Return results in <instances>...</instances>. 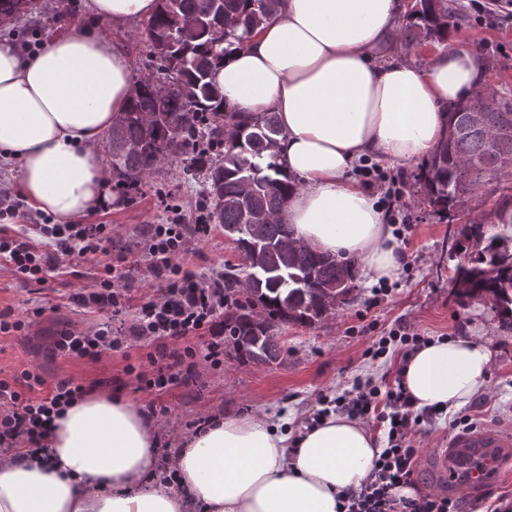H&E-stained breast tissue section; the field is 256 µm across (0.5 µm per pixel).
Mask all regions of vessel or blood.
Instances as JSON below:
<instances>
[{
  "mask_svg": "<svg viewBox=\"0 0 512 512\" xmlns=\"http://www.w3.org/2000/svg\"><path fill=\"white\" fill-rule=\"evenodd\" d=\"M432 457L442 470L449 491L472 493L512 461V435L492 429L461 432L447 446L434 450Z\"/></svg>",
  "mask_w": 512,
  "mask_h": 512,
  "instance_id": "b4317fda",
  "label": "vessel or blood"
}]
</instances>
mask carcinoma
<instances>
[{
    "label": "carcinoma",
    "mask_w": 512,
    "mask_h": 512,
    "mask_svg": "<svg viewBox=\"0 0 512 512\" xmlns=\"http://www.w3.org/2000/svg\"><path fill=\"white\" fill-rule=\"evenodd\" d=\"M281 0H160L143 34L176 90L161 98L154 83L143 80L126 112L109 132L112 174L133 187L167 160L185 161L183 174L203 176L209 184L210 220L224 228L243 258L244 274L224 269V341L253 364L277 361L283 345L275 331L292 324L313 327L327 318L329 300L348 303L356 288L355 262L295 244L292 225L281 213L294 182L271 148L282 130L276 113L242 115L224 106L214 67L224 46H241L277 12ZM459 7L455 0H414L406 7L401 37L410 44H448ZM198 19L186 36L172 32L174 19ZM473 112L486 114L487 128L512 122V98L491 106L476 91L448 105L443 134L423 163L417 180L424 200L452 222L475 206L493 202L490 214L512 212V133L494 150L485 148L486 128L468 129ZM471 259L456 265L451 279L462 303L487 302L499 319L512 320V221L498 224L468 220L453 234L452 250Z\"/></svg>",
    "instance_id": "obj_1"
}]
</instances>
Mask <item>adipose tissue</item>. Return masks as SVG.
Here are the masks:
<instances>
[{
	"instance_id": "ef3b65f1",
	"label": "adipose tissue",
	"mask_w": 512,
	"mask_h": 512,
	"mask_svg": "<svg viewBox=\"0 0 512 512\" xmlns=\"http://www.w3.org/2000/svg\"><path fill=\"white\" fill-rule=\"evenodd\" d=\"M159 0H86L89 26L22 56L0 43V158L15 161L30 206L55 223L108 200L103 134L132 94L126 43L98 24L152 17ZM400 0H282L277 14L228 54L215 79L235 112L276 113L275 151L296 188L282 212L297 244L356 257L369 282L397 279L403 256L383 209L353 178L376 158L405 168L442 136L448 102L485 83L469 49L403 60ZM492 351L463 336L410 356L404 384L417 407H460L488 385ZM47 458L0 456V512H339L377 451L358 421L332 415L296 445L260 416L214 418L175 456L176 482L153 483L152 419L118 394L91 393L52 421Z\"/></svg>"
}]
</instances>
